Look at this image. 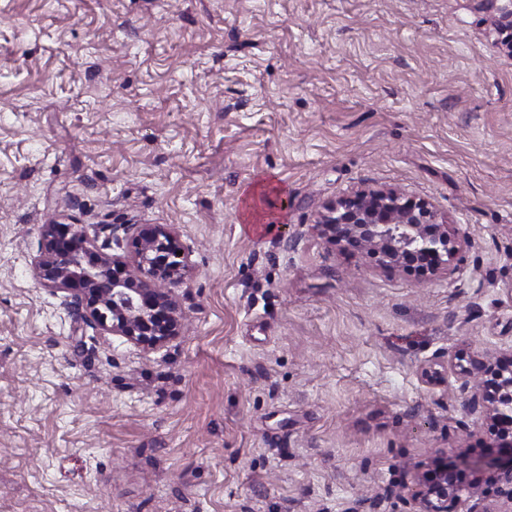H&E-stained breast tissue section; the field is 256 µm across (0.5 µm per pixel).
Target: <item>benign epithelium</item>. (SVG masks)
Returning a JSON list of instances; mask_svg holds the SVG:
<instances>
[{"label": "benign epithelium", "instance_id": "1", "mask_svg": "<svg viewBox=\"0 0 512 512\" xmlns=\"http://www.w3.org/2000/svg\"><path fill=\"white\" fill-rule=\"evenodd\" d=\"M480 2L512 30V0L502 6L498 0ZM315 228L336 247L352 248L383 267L413 268L421 276L451 275L469 244L429 201L392 187H363L337 198L325 206ZM31 266L41 285L66 293L81 319L103 336H119L151 352L186 326L177 290L192 263L174 224H114L112 236L97 246L59 215L41 225V246ZM447 374L469 393L466 407L497 428L499 451L481 460L457 453L453 465L419 479L414 512H454L464 489L482 496L470 512H512V351L484 360L459 350L420 369L429 385L444 383ZM466 469L476 475L464 487L457 472Z\"/></svg>", "mask_w": 512, "mask_h": 512}]
</instances>
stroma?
Masks as SVG:
<instances>
[{"mask_svg":"<svg viewBox=\"0 0 512 512\" xmlns=\"http://www.w3.org/2000/svg\"><path fill=\"white\" fill-rule=\"evenodd\" d=\"M497 39L475 0H0V512H412L449 448L489 455L419 372L512 351ZM364 186L457 222L455 272L327 244ZM58 214L177 225L184 333L145 352L40 285Z\"/></svg>","mask_w":512,"mask_h":512,"instance_id":"obj_1","label":"stroma"}]
</instances>
